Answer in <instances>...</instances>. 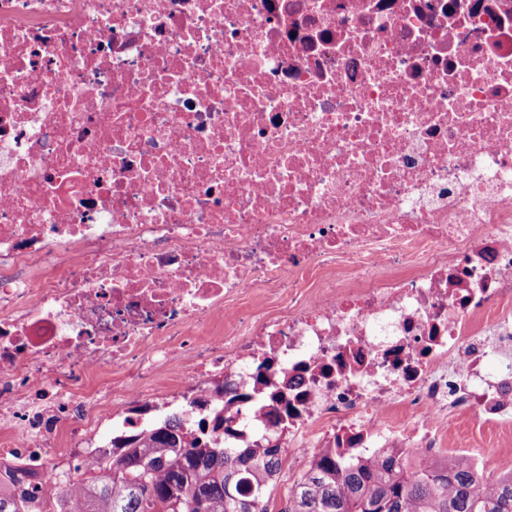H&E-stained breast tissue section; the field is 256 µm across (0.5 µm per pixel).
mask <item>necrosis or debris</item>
I'll return each mask as SVG.
<instances>
[{"mask_svg": "<svg viewBox=\"0 0 512 512\" xmlns=\"http://www.w3.org/2000/svg\"><path fill=\"white\" fill-rule=\"evenodd\" d=\"M511 303L512 0H0V472L425 458L512 419Z\"/></svg>", "mask_w": 512, "mask_h": 512, "instance_id": "1", "label": "necrosis or debris"}]
</instances>
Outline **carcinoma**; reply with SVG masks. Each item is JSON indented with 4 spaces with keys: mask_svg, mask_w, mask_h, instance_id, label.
<instances>
[{
    "mask_svg": "<svg viewBox=\"0 0 512 512\" xmlns=\"http://www.w3.org/2000/svg\"><path fill=\"white\" fill-rule=\"evenodd\" d=\"M280 465L276 446L218 448L172 416L106 458L86 481L82 512H269ZM406 467L393 455L369 463L320 452L280 512H512V469L487 480L455 453L417 476ZM28 485L23 470L0 475V512H68L65 489L45 508Z\"/></svg>",
    "mask_w": 512,
    "mask_h": 512,
    "instance_id": "carcinoma-1",
    "label": "carcinoma"
}]
</instances>
